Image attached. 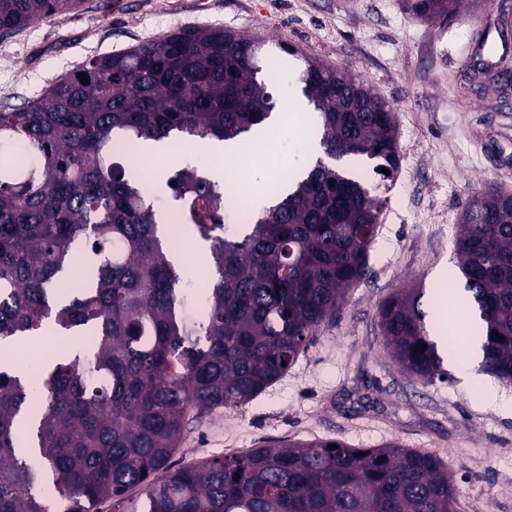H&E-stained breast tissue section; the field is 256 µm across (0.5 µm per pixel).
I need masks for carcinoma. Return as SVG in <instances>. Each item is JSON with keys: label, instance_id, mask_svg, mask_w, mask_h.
<instances>
[{"label": "carcinoma", "instance_id": "obj_1", "mask_svg": "<svg viewBox=\"0 0 512 512\" xmlns=\"http://www.w3.org/2000/svg\"><path fill=\"white\" fill-rule=\"evenodd\" d=\"M79 2L0 0V37ZM461 2L406 7L432 20ZM260 51L220 27L179 28L91 57L0 112V342L52 324L73 345L32 375L0 362V512H49L36 492L44 484L59 512H98L139 485L144 499L121 512H457L443 462L397 443L281 439L169 465L192 421L277 383L369 275L383 200L334 162L399 167L391 105L348 69L304 58L300 81L333 163L272 188L241 238L224 235L225 186L197 167L176 171L173 219L209 243L212 266L201 293L184 288L185 268L167 257L179 249L158 235L149 180L112 157L131 138L249 142L274 108L257 79ZM456 246L483 329V370L510 382L512 194L468 202ZM422 297L402 288L384 302L383 344L409 375L444 383V348Z\"/></svg>", "mask_w": 512, "mask_h": 512}]
</instances>
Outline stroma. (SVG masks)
I'll list each match as a JSON object with an SVG mask.
<instances>
[{
    "instance_id": "35a3bbf8",
    "label": "stroma",
    "mask_w": 512,
    "mask_h": 512,
    "mask_svg": "<svg viewBox=\"0 0 512 512\" xmlns=\"http://www.w3.org/2000/svg\"><path fill=\"white\" fill-rule=\"evenodd\" d=\"M503 0H464L458 14L414 19L404 0H82L0 39V106L19 107L87 58L139 44L176 28L222 27L262 44V68L276 106L265 176L247 156L169 150L148 159L162 180L153 190L162 216L178 203L166 181L188 165L223 169L255 203L268 180L306 172L321 149L289 130V99H303L305 58L360 74L392 106L400 163L390 178L368 160L354 169L385 200L371 248V273L348 294L335 320L275 385L249 404L192 423L173 467L227 454L219 433L245 452L283 437L333 438L357 448L396 442L440 457L458 490V512H512V410L484 408L457 379L428 385L390 358L379 309L401 288L437 298L436 272L456 263L463 207L498 187L512 193V93L479 94L466 64L474 36L497 18L512 43Z\"/></svg>"
}]
</instances>
